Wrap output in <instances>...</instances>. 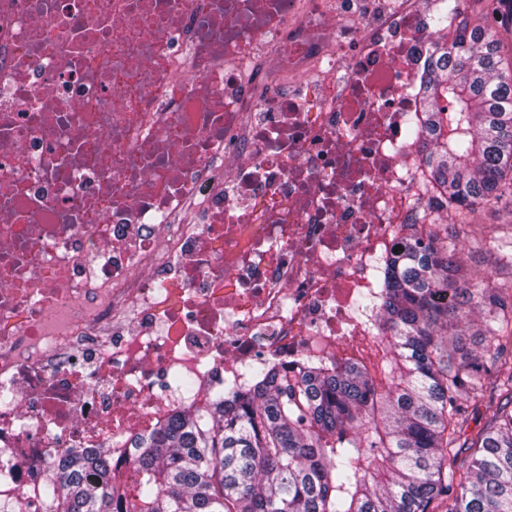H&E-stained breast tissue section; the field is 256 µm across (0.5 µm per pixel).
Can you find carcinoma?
<instances>
[{"label": "carcinoma", "mask_w": 512, "mask_h": 512, "mask_svg": "<svg viewBox=\"0 0 512 512\" xmlns=\"http://www.w3.org/2000/svg\"><path fill=\"white\" fill-rule=\"evenodd\" d=\"M434 43L416 132L448 223L399 224L404 246L355 306L378 367L329 358L261 371L211 394L131 449L136 480L106 452L73 450L44 469L41 512H512V242L473 236L479 206L512 208V72L496 28L512 0H486ZM464 11L441 0L435 24ZM468 240L494 275L456 255ZM479 326L480 352L457 343ZM486 424L470 431L480 407Z\"/></svg>", "instance_id": "carcinoma-1"}]
</instances>
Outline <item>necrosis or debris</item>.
<instances>
[{
	"label": "necrosis or debris",
	"mask_w": 512,
	"mask_h": 512,
	"mask_svg": "<svg viewBox=\"0 0 512 512\" xmlns=\"http://www.w3.org/2000/svg\"><path fill=\"white\" fill-rule=\"evenodd\" d=\"M430 34L427 0H0V493L129 465L173 376L346 357L394 226L439 218Z\"/></svg>",
	"instance_id": "necrosis-or-debris-1"
}]
</instances>
